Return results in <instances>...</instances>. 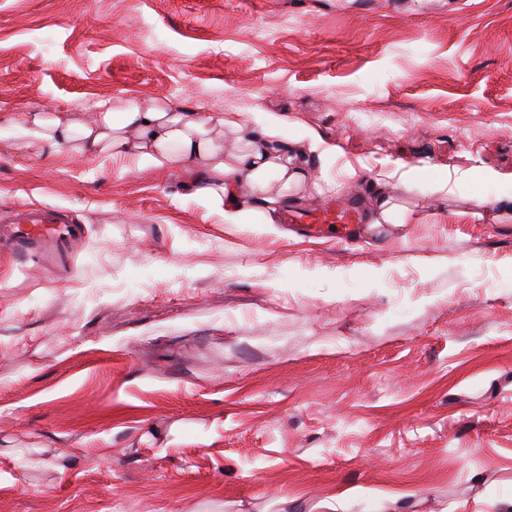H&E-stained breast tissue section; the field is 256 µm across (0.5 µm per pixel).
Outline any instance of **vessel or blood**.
Segmentation results:
<instances>
[{"mask_svg":"<svg viewBox=\"0 0 512 512\" xmlns=\"http://www.w3.org/2000/svg\"><path fill=\"white\" fill-rule=\"evenodd\" d=\"M362 219L359 205L351 202L317 213L306 211L293 216L292 221L306 236L332 237L346 243L359 232ZM81 237L79 225L70 223L49 206L18 205L8 221L0 225L1 243L16 255L32 257L46 265L55 264L61 248L74 247Z\"/></svg>","mask_w":512,"mask_h":512,"instance_id":"b4317fda","label":"vessel or blood"}]
</instances>
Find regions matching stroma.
<instances>
[{
    "instance_id": "35a3bbf8",
    "label": "stroma",
    "mask_w": 512,
    "mask_h": 512,
    "mask_svg": "<svg viewBox=\"0 0 512 512\" xmlns=\"http://www.w3.org/2000/svg\"><path fill=\"white\" fill-rule=\"evenodd\" d=\"M128 97L393 210L312 242L0 135V218L84 230L64 278L0 254V512H512V0H0V115Z\"/></svg>"
}]
</instances>
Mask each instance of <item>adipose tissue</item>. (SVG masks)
Here are the masks:
<instances>
[{"label":"adipose tissue","instance_id":"ef3b65f1","mask_svg":"<svg viewBox=\"0 0 512 512\" xmlns=\"http://www.w3.org/2000/svg\"><path fill=\"white\" fill-rule=\"evenodd\" d=\"M92 122L81 123L66 112H32L24 121L0 117L4 131L23 143L33 141L67 147L80 157L133 154L138 163L155 168H177L192 162L201 170L196 193L223 205L228 224L249 223L250 210L237 196L248 192L263 211L276 210L282 195H269L271 182L300 186L304 179L295 156L268 136L250 138L234 165L224 162L217 141L229 120L206 111L182 112L163 100L144 103L127 98L95 105Z\"/></svg>","mask_w":512,"mask_h":512}]
</instances>
